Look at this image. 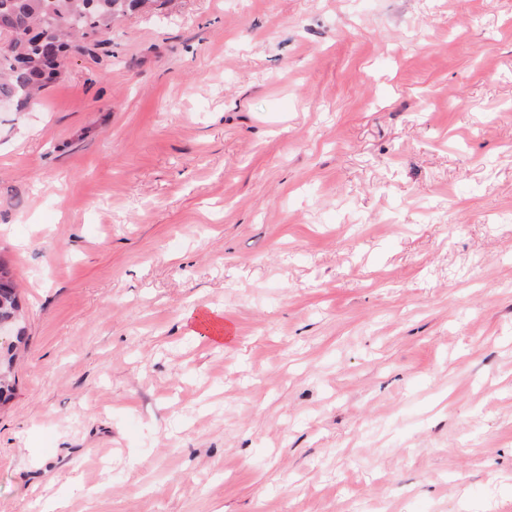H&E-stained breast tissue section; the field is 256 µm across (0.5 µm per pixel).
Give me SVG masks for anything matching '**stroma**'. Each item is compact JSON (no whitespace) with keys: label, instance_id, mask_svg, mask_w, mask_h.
Here are the masks:
<instances>
[{"label":"stroma","instance_id":"1","mask_svg":"<svg viewBox=\"0 0 512 512\" xmlns=\"http://www.w3.org/2000/svg\"><path fill=\"white\" fill-rule=\"evenodd\" d=\"M107 38L0 112V512H512V0ZM1 265L8 271V276L1 278L0 275V325L6 323L13 329L12 341L8 344V351L17 348V344L23 342V330L19 327L20 304L17 292V284L10 277V270L7 264L0 259Z\"/></svg>","mask_w":512,"mask_h":512}]
</instances>
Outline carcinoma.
Listing matches in <instances>:
<instances>
[{"mask_svg":"<svg viewBox=\"0 0 512 512\" xmlns=\"http://www.w3.org/2000/svg\"><path fill=\"white\" fill-rule=\"evenodd\" d=\"M153 0H0V17L12 39L0 52V100L27 109L60 74L58 61L71 53L96 55L116 20ZM16 282L0 278V324L13 329L8 350L23 342Z\"/></svg>","mask_w":512,"mask_h":512,"instance_id":"carcinoma-1","label":"carcinoma"}]
</instances>
